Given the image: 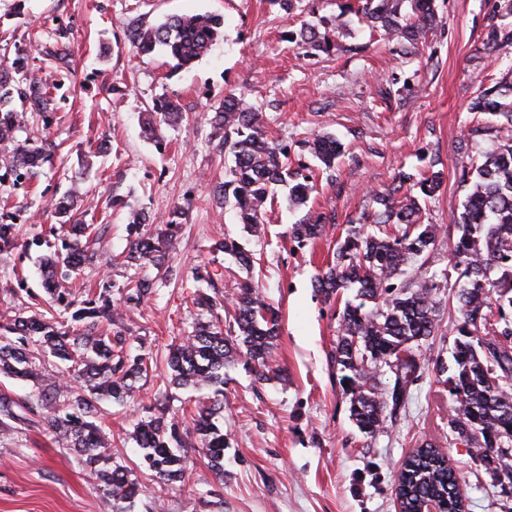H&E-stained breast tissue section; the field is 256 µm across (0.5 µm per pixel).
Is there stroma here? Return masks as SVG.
Here are the masks:
<instances>
[{
    "instance_id": "stroma-1",
    "label": "stroma",
    "mask_w": 512,
    "mask_h": 512,
    "mask_svg": "<svg viewBox=\"0 0 512 512\" xmlns=\"http://www.w3.org/2000/svg\"><path fill=\"white\" fill-rule=\"evenodd\" d=\"M501 2L436 0L444 27L412 45L359 22L357 0H303L292 15L270 0H0V61L19 51L39 58L42 44L60 29L75 64L46 120L17 136L55 144L51 161L32 181L0 175V198L8 199L23 242L0 254V308L25 309L29 294L42 290V258L55 242L47 233L55 222L51 203L67 187L64 173L85 176L90 203L80 209L82 222L107 227L100 260L76 283L74 296L103 282H157L149 299L123 310L127 348L147 357L148 375L127 404H99L112 428V453L138 481L130 512H397L398 472L426 440L458 466L467 512H512V492L492 484L471 448L450 434L456 403L441 392L437 371L438 364H450L455 338L456 313L446 298L458 282L447 238L405 271L438 284L440 328L423 349L428 367L375 436L362 434L349 417V398L330 361L337 304L313 287L333 259L337 237L373 212V192L389 188L400 174L442 172L443 184L426 210L433 223L448 225L461 210L467 156L493 143L474 134L468 105L486 75L512 68V55L492 58L482 45ZM196 13L223 17L224 36L190 68L174 71L161 52L132 51L126 30L133 19L158 23ZM305 23L333 31L335 51L313 55L288 43L287 33ZM229 93L264 112L269 135L287 143L292 167L303 169L316 189L304 209L288 207L286 189H278L264 235L249 242L258 259L255 276L281 309L277 375L260 381L244 366L225 368L230 446L224 475L216 477L201 448L192 447L183 481L164 491L141 467L130 434L145 407L162 402L178 415L190 396L160 375L170 346L209 318L192 302V271L207 263L223 266L228 295L246 276L214 248L225 232L240 227L233 212L215 209L209 198L232 163L230 154L218 151L210 124ZM162 96L178 101L183 119L161 125L153 142L142 133L143 112ZM321 133L334 135L345 149L330 171L302 144ZM177 205L186 214L172 253L176 277L161 280L153 267L124 265L129 208L161 218ZM311 209L325 213L332 228L296 248L290 229ZM0 512L113 508L76 454L32 425L0 438Z\"/></svg>"
}]
</instances>
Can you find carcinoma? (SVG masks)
I'll return each mask as SVG.
<instances>
[{
    "label": "carcinoma",
    "instance_id": "cac0c4a2",
    "mask_svg": "<svg viewBox=\"0 0 512 512\" xmlns=\"http://www.w3.org/2000/svg\"><path fill=\"white\" fill-rule=\"evenodd\" d=\"M359 10L367 24L399 40L413 42L442 23L435 0H360ZM223 20L212 14L171 16L159 24L134 22L127 31L132 49L142 55L161 50L168 65L177 70L204 57L214 45ZM289 42L322 53L336 48L335 40L314 26L302 25ZM493 56L512 54V30L491 22L482 42ZM55 72L73 69V55L64 43L47 49ZM55 83L34 76L31 57L18 53L11 65L0 68V142L15 141L27 127L28 111L45 112L54 100ZM471 110L497 117L491 127L475 133H496L495 148L470 159L462 170L469 184L463 211L448 227L450 253L458 279L464 280L455 298L460 318L454 324V368L443 380L457 404L450 420L454 439L475 449L492 466V476L512 482V454L494 445L512 448V70L492 79L472 102ZM180 109L167 98L155 100L143 125L153 138L157 126L179 119ZM222 146L234 157L229 179L211 191L218 208L235 211L243 233L260 237L264 232L272 187L294 179L289 202L297 207L309 200L313 186L309 176L294 172L288 145L268 135L265 115L245 99L229 94L211 118ZM310 151L326 169L333 167L341 145L331 135L317 134L308 142ZM42 145L23 144L0 156L3 167L22 169L32 178L47 161ZM412 185H407V182ZM442 184L441 172L413 180L404 175L398 183L372 196L376 208L371 223L378 227L365 233L350 226L336 243L334 260L317 274L313 287L325 300H337L344 290L357 288L355 301L339 312L336 346L331 360L341 373L340 382L350 396V417L359 430L372 436L383 428L387 406L397 407L407 387L421 369L420 349L438 334L441 299L430 279H400L405 267L436 245L442 227L424 222L422 203L433 198ZM79 189L71 188L53 203L61 218V251L46 261L43 287L48 299L29 295L32 314L21 317L0 314V374L35 383L34 401H17L0 394V434H13L27 422L26 410L38 405L47 410L45 430L55 442L73 449L112 504L132 502L138 493L132 471L110 452L109 430L96 423L98 403H118L133 396L136 383L148 373L146 359L124 351L121 316L113 293L140 301L154 291L155 282L137 279L112 288L102 287L78 300L67 282L97 259L96 244L101 228L84 224L77 217ZM184 215L176 206L165 222L153 223L141 209H130V243L124 264L152 265L169 274L173 238ZM326 231V217L307 215L291 228V239L303 247ZM21 246L15 227L0 224V253ZM215 249L230 256L243 269L251 270L256 257L229 235ZM194 281L207 289L194 293L193 304L211 315L198 322L168 358V384L178 387H214L224 391V365L242 362L260 380L273 371L271 358L280 336L279 310L266 300L262 285L253 277L238 283L228 323L219 318L224 308V273L203 267ZM117 330H112V327ZM397 363L403 366V387L381 386L379 373ZM222 406L215 401H196L191 417L193 431L210 467L224 474V449L229 447L224 428L217 424ZM132 439L140 450L141 465L158 483L182 480L186 442L179 424L164 416L147 415L135 424ZM458 480L456 468L431 443H423L406 459L401 470L402 512H422L433 505L439 512H459L452 493Z\"/></svg>",
    "mask_w": 512,
    "mask_h": 512
}]
</instances>
